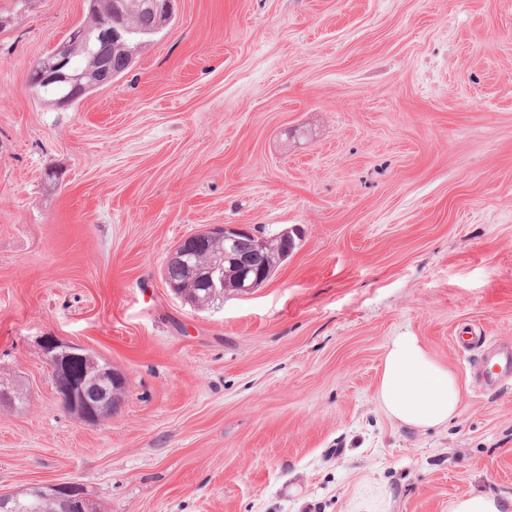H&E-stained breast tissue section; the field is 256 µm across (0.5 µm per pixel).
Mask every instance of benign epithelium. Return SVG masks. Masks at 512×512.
<instances>
[{
  "mask_svg": "<svg viewBox=\"0 0 512 512\" xmlns=\"http://www.w3.org/2000/svg\"><path fill=\"white\" fill-rule=\"evenodd\" d=\"M106 12L113 24H85L93 36L96 51L87 72H77L71 60L74 45L63 43L39 62L35 70L45 84L71 86V93L84 87L83 79L98 87L112 84V51H126L135 38L168 24L172 0H107ZM271 239L240 224H214L191 234L169 252L167 263L182 267L186 279L172 291L198 310L208 309L224 295L246 296L270 277L268 248ZM41 350L51 364V380L62 405L88 423H96L116 408L124 391L125 378L110 364L96 375H76L72 360L91 353L81 345L57 336L41 339ZM42 492L57 500L60 512H91L83 489L75 483H46ZM0 512H35L14 495H0Z\"/></svg>",
  "mask_w": 512,
  "mask_h": 512,
  "instance_id": "1",
  "label": "benign epithelium"
}]
</instances>
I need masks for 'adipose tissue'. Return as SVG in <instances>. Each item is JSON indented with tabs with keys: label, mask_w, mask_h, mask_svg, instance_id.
I'll return each instance as SVG.
<instances>
[{
	"label": "adipose tissue",
	"mask_w": 512,
	"mask_h": 512,
	"mask_svg": "<svg viewBox=\"0 0 512 512\" xmlns=\"http://www.w3.org/2000/svg\"><path fill=\"white\" fill-rule=\"evenodd\" d=\"M462 393L459 377L432 358L418 336L406 331L392 338L376 396L394 422L414 429L446 425L457 416Z\"/></svg>",
	"instance_id": "ef3b65f1"
}]
</instances>
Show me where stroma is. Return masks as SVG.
Returning a JSON list of instances; mask_svg holds the SVG:
<instances>
[{
	"label": "stroma",
	"instance_id": "obj_1",
	"mask_svg": "<svg viewBox=\"0 0 512 512\" xmlns=\"http://www.w3.org/2000/svg\"><path fill=\"white\" fill-rule=\"evenodd\" d=\"M112 85L63 109L33 63L84 0H0V492L80 484L97 512H448L512 495V379L453 346L512 342V0H173ZM210 224L294 247L199 310L169 250ZM412 331L463 384L412 430L375 390ZM53 335L124 374L63 407ZM510 503L500 495L471 492L448 503V512H508Z\"/></svg>",
	"mask_w": 512,
	"mask_h": 512
}]
</instances>
